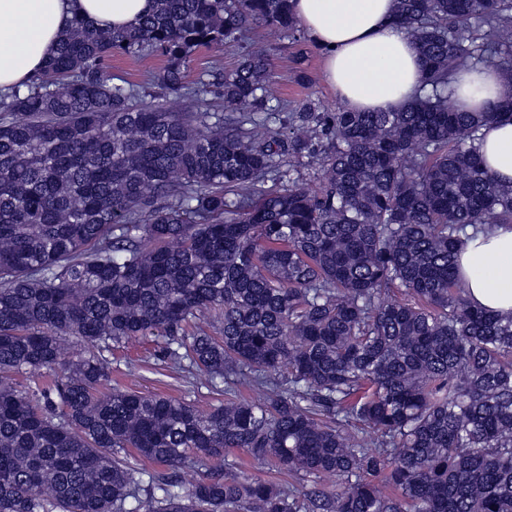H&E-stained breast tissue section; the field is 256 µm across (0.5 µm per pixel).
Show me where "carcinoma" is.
Returning <instances> with one entry per match:
<instances>
[{
  "instance_id": "1",
  "label": "carcinoma",
  "mask_w": 512,
  "mask_h": 512,
  "mask_svg": "<svg viewBox=\"0 0 512 512\" xmlns=\"http://www.w3.org/2000/svg\"><path fill=\"white\" fill-rule=\"evenodd\" d=\"M394 20L422 61L397 112L284 124L264 47L216 76L224 111H201L192 54L255 22L297 31L292 0L76 18L0 99V512H512V316L471 303L458 260L467 229L512 223V182L477 145L512 95L493 112L448 95L487 58L512 84V0H394ZM146 48L168 58L158 104L103 70ZM143 336L224 402L106 389L103 352ZM22 370L47 374L40 397ZM233 449L295 482L207 467ZM191 459L205 474L184 489Z\"/></svg>"
}]
</instances>
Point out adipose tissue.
<instances>
[{
    "instance_id": "1",
    "label": "adipose tissue",
    "mask_w": 512,
    "mask_h": 512,
    "mask_svg": "<svg viewBox=\"0 0 512 512\" xmlns=\"http://www.w3.org/2000/svg\"><path fill=\"white\" fill-rule=\"evenodd\" d=\"M151 0H0V93L25 87L77 17L108 29L130 27L148 13ZM295 15L324 54V78L349 108L397 111L421 88L415 44L392 21L393 0H293ZM454 104L489 112L512 87L492 67L479 66L452 79ZM485 168L512 180V119L480 132ZM460 273L470 301L512 315V224L464 236Z\"/></svg>"
}]
</instances>
